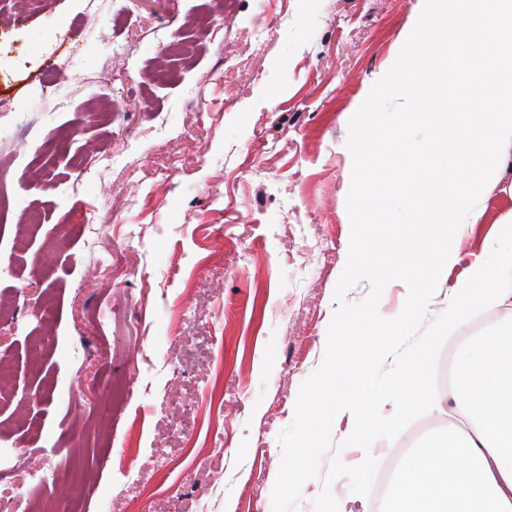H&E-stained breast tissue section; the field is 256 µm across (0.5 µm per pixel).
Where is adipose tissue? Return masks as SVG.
Returning a JSON list of instances; mask_svg holds the SVG:
<instances>
[{
    "mask_svg": "<svg viewBox=\"0 0 512 512\" xmlns=\"http://www.w3.org/2000/svg\"><path fill=\"white\" fill-rule=\"evenodd\" d=\"M452 392L460 429L405 458L381 512H512V318L459 347Z\"/></svg>",
    "mask_w": 512,
    "mask_h": 512,
    "instance_id": "obj_1",
    "label": "adipose tissue"
}]
</instances>
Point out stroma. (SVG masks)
<instances>
[{"instance_id":"1","label":"stroma","mask_w":512,"mask_h":512,"mask_svg":"<svg viewBox=\"0 0 512 512\" xmlns=\"http://www.w3.org/2000/svg\"><path fill=\"white\" fill-rule=\"evenodd\" d=\"M417 0H0V497L85 512H272L279 432L322 364L351 224L348 123ZM52 87H45V80ZM43 222L18 249L29 211ZM512 212L494 187L460 256ZM97 228L86 236L84 225ZM512 305L445 340L440 361ZM451 391L396 440L321 464L400 467L453 421Z\"/></svg>"}]
</instances>
